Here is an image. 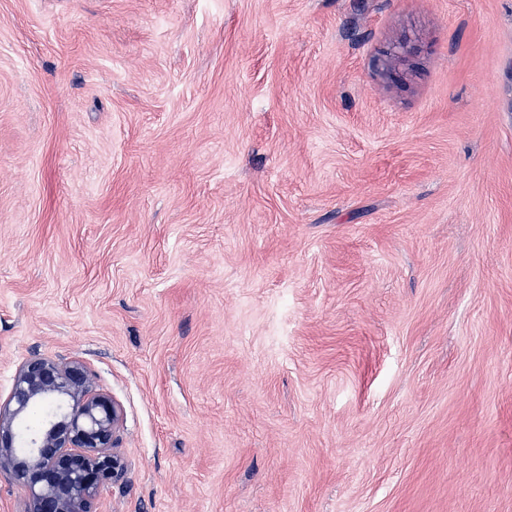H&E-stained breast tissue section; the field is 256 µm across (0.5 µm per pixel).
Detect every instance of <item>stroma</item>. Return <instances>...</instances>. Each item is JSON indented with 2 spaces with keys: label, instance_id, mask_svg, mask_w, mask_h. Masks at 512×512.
<instances>
[{
  "label": "stroma",
  "instance_id": "stroma-1",
  "mask_svg": "<svg viewBox=\"0 0 512 512\" xmlns=\"http://www.w3.org/2000/svg\"><path fill=\"white\" fill-rule=\"evenodd\" d=\"M120 405L98 512H512V0H0V401Z\"/></svg>",
  "mask_w": 512,
  "mask_h": 512
}]
</instances>
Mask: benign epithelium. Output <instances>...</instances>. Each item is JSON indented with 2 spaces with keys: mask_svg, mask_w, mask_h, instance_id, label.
I'll return each mask as SVG.
<instances>
[{
  "mask_svg": "<svg viewBox=\"0 0 512 512\" xmlns=\"http://www.w3.org/2000/svg\"><path fill=\"white\" fill-rule=\"evenodd\" d=\"M56 408L17 451L19 424L39 404ZM122 412L80 360L34 356L18 367L0 403V473L26 493L25 512H96L100 491L123 480Z\"/></svg>",
  "mask_w": 512,
  "mask_h": 512,
  "instance_id": "obj_1",
  "label": "benign epithelium"
}]
</instances>
